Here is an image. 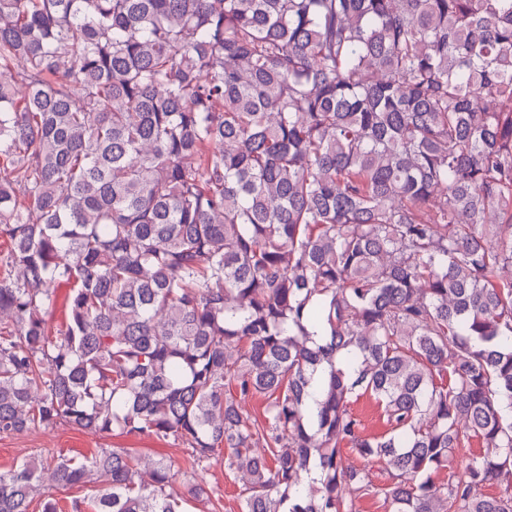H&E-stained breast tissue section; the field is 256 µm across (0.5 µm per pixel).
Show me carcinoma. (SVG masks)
<instances>
[{"label":"carcinoma","mask_w":512,"mask_h":512,"mask_svg":"<svg viewBox=\"0 0 512 512\" xmlns=\"http://www.w3.org/2000/svg\"><path fill=\"white\" fill-rule=\"evenodd\" d=\"M2 172L0 434L224 453L240 512H512V0H0ZM48 482L212 494L104 448L0 470V512ZM349 409L359 418L363 436L379 437L387 430L384 411L371 396L364 394L353 397Z\"/></svg>","instance_id":"1"}]
</instances>
